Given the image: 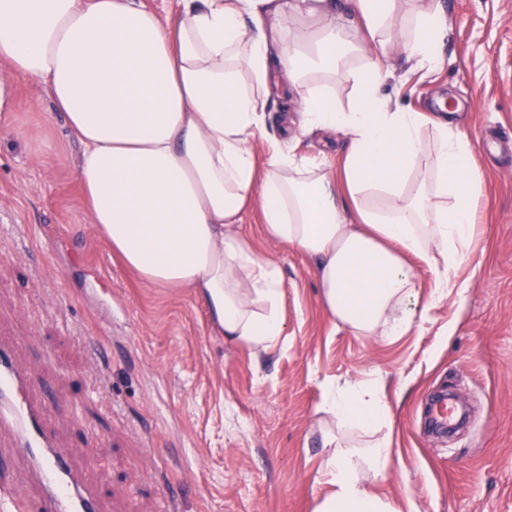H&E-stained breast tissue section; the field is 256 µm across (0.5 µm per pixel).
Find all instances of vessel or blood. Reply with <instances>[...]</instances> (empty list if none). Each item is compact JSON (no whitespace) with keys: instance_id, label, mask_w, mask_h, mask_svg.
Listing matches in <instances>:
<instances>
[{"instance_id":"b4317fda","label":"vessel or blood","mask_w":512,"mask_h":512,"mask_svg":"<svg viewBox=\"0 0 512 512\" xmlns=\"http://www.w3.org/2000/svg\"><path fill=\"white\" fill-rule=\"evenodd\" d=\"M68 414L51 386L33 387L0 348V512H15L18 485L35 487L31 512H98L90 484L71 469L65 449L55 443V427Z\"/></svg>"}]
</instances>
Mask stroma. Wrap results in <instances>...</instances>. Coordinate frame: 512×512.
Segmentation results:
<instances>
[{
	"mask_svg": "<svg viewBox=\"0 0 512 512\" xmlns=\"http://www.w3.org/2000/svg\"><path fill=\"white\" fill-rule=\"evenodd\" d=\"M440 63L410 70L401 36L383 88L417 112H452L483 174V233L456 293L390 341L334 326L311 262L268 236L259 210L236 231L279 266L287 342L265 358L227 343L192 289L140 281L113 258L81 198L78 144L42 83L0 63V344L74 410L61 447L93 470L103 512H311L329 382L380 381L393 458L378 494L413 512H512V0H439ZM348 138L289 141L330 174ZM471 410L452 438L425 427L441 390Z\"/></svg>",
	"mask_w": 512,
	"mask_h": 512,
	"instance_id": "stroma-1",
	"label": "stroma"
}]
</instances>
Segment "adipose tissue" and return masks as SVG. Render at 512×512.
I'll return each mask as SVG.
<instances>
[{
  "mask_svg": "<svg viewBox=\"0 0 512 512\" xmlns=\"http://www.w3.org/2000/svg\"><path fill=\"white\" fill-rule=\"evenodd\" d=\"M178 0L162 17L144 0H0V63L44 84L82 147L78 176L90 221L144 282L190 288L225 341L260 357L283 343L277 264L235 233L260 206L268 235L314 265L319 301L359 336L396 340L450 295L479 236L482 173L453 121L383 94L391 33L433 68L448 37L438 0L416 13L398 0ZM314 18L289 36L285 20ZM356 55L357 69L344 68ZM353 83L348 108L329 82ZM302 95L301 132L341 128L338 178L310 159L251 147L265 134L271 90ZM345 193H338L337 183ZM435 275L421 300L410 258ZM326 493L312 512H400L371 489L392 459L382 386L326 384L317 406Z\"/></svg>",
  "mask_w": 512,
  "mask_h": 512,
  "instance_id": "adipose-tissue-1",
  "label": "adipose tissue"
}]
</instances>
